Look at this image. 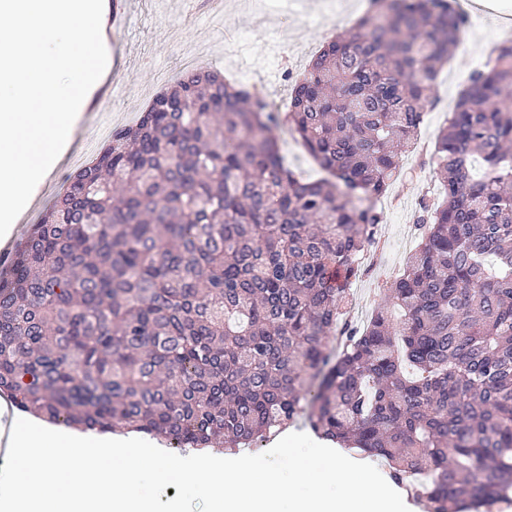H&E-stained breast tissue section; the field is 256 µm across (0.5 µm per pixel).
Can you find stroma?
<instances>
[{"instance_id":"1","label":"stroma","mask_w":512,"mask_h":512,"mask_svg":"<svg viewBox=\"0 0 512 512\" xmlns=\"http://www.w3.org/2000/svg\"><path fill=\"white\" fill-rule=\"evenodd\" d=\"M137 24L114 37L107 79L112 92L93 96L96 111H85L80 135L59 157L41 187L34 207L20 220L25 236L57 198L68 178L92 160L111 138L114 128L133 124L153 96L172 85L185 71L218 68L227 76L248 70L253 86L279 111H287L290 86L286 69L302 73L335 29H349L359 20V0H224L215 15L187 0H128ZM512 17V0H493L474 18L470 41L474 55L454 51L434 82L433 103L427 108L404 165L409 177L397 179L390 195L402 206L383 205L380 241L369 261L368 276L351 280L356 324H366L384 303L383 288L405 265V243L412 236L415 213L424 196L440 195L442 187L429 163L437 137L467 84L475 56L494 47L499 19ZM285 164L297 177L310 181L323 172L301 140L279 129L276 133Z\"/></svg>"}]
</instances>
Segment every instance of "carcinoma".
I'll return each instance as SVG.
<instances>
[{
    "label": "carcinoma",
    "instance_id": "carcinoma-1",
    "mask_svg": "<svg viewBox=\"0 0 512 512\" xmlns=\"http://www.w3.org/2000/svg\"><path fill=\"white\" fill-rule=\"evenodd\" d=\"M464 18L388 0L327 41L286 112L214 70L112 132L0 277V396L53 423L173 448L262 443L303 419L390 462L427 512L512 496V45L468 79L437 139L403 273L361 330L348 283L379 198ZM286 127L327 177L279 155ZM343 276L333 284L330 270Z\"/></svg>",
    "mask_w": 512,
    "mask_h": 512
}]
</instances>
